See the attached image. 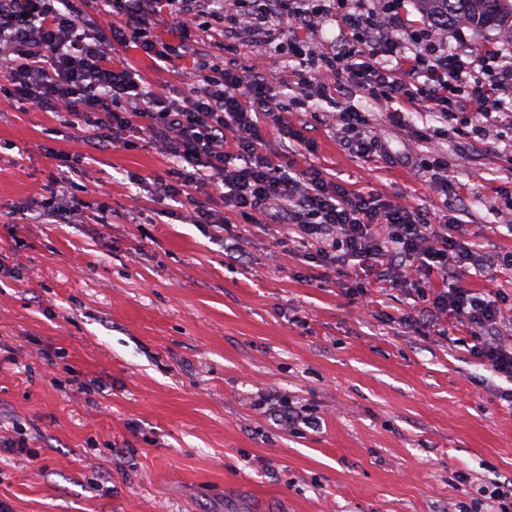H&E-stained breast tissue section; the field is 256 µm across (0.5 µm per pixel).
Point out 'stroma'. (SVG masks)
I'll return each mask as SVG.
<instances>
[{"label": "stroma", "mask_w": 512, "mask_h": 512, "mask_svg": "<svg viewBox=\"0 0 512 512\" xmlns=\"http://www.w3.org/2000/svg\"><path fill=\"white\" fill-rule=\"evenodd\" d=\"M143 83L180 97L195 56L159 68L117 46ZM383 156L340 147L325 102L289 113L308 164L347 189L449 211L478 252L512 253V127L471 137L357 91ZM440 128L448 178L432 188L415 129ZM93 129L0 95V512H456L512 481V382L468 352L453 321L409 327L413 297L363 296L196 195L224 228L158 194L176 165L152 140L90 150ZM80 157L75 168L57 157ZM88 186L83 222L27 223L67 182ZM108 223H100V216ZM317 428L282 422L284 410Z\"/></svg>", "instance_id": "35a3bbf8"}]
</instances>
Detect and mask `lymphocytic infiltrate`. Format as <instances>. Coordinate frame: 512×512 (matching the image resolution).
I'll use <instances>...</instances> for the list:
<instances>
[{"mask_svg": "<svg viewBox=\"0 0 512 512\" xmlns=\"http://www.w3.org/2000/svg\"><path fill=\"white\" fill-rule=\"evenodd\" d=\"M256 7L232 16L224 0H0V93L20 104L56 113L64 122L88 123L96 151L133 147L149 138L177 160L157 181L160 193L180 197L189 187L224 190V204L248 224L295 226L297 246L316 266L350 279L351 294L366 290L367 276L414 291L418 306L403 314L408 326L438 325L452 317L470 335V355L512 381V314L504 293L464 286L466 273H483L484 262L457 219L431 217L370 193L351 191L299 164L300 150L268 155L261 120L273 121L281 139L298 141L281 94L268 86L261 57L241 64L225 59L239 34L283 24L289 51L300 65L304 88L331 101L351 86L447 117L449 108L475 107V134L492 119L512 124L504 96L512 92V60L491 45L449 49L447 36L427 26L408 32L401 23L405 0L383 10L354 6L343 15V34L331 49L313 50L301 31L330 18L326 0H255ZM107 19L108 32L84 27L86 9ZM169 16L179 44L150 38L154 19ZM221 21L206 39L192 32L199 18ZM139 43L146 54L174 63L184 53L203 56L183 72L182 99L143 89L113 41ZM366 112L336 109V138L367 157L382 146L367 130ZM441 288H434V281Z\"/></svg>", "mask_w": 512, "mask_h": 512, "instance_id": "f902f5d3", "label": "lymphocytic infiltrate"}]
</instances>
